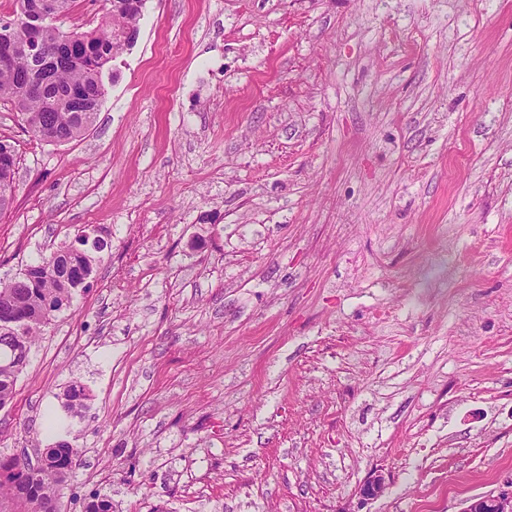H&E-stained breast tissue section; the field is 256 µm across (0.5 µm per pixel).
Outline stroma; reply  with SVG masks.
Listing matches in <instances>:
<instances>
[{"label":"stroma","instance_id":"obj_1","mask_svg":"<svg viewBox=\"0 0 512 512\" xmlns=\"http://www.w3.org/2000/svg\"><path fill=\"white\" fill-rule=\"evenodd\" d=\"M112 70L64 145L0 105V281L108 242L0 455L75 448L59 512H462L512 487V0H146ZM4 144L5 150L0 152L1 157L5 159L13 157L3 165L0 162V215L12 207L16 191L14 183V167L17 161L15 148L7 142ZM390 485V478L382 471H376L359 487L362 499H375L384 496Z\"/></svg>","mask_w":512,"mask_h":512}]
</instances>
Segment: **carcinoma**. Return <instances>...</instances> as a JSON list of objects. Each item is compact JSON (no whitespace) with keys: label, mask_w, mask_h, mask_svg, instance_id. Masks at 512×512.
Wrapping results in <instances>:
<instances>
[{"label":"carcinoma","mask_w":512,"mask_h":512,"mask_svg":"<svg viewBox=\"0 0 512 512\" xmlns=\"http://www.w3.org/2000/svg\"><path fill=\"white\" fill-rule=\"evenodd\" d=\"M42 0H16L7 19L0 18V45L18 46L8 72H0V102L19 112L22 126L40 141L64 144L83 136L94 124L105 95L104 70L136 42L145 0H103L99 27L65 31L53 20L34 30L19 23L37 14ZM35 37L42 52L26 48ZM17 158L0 164V215L14 202ZM68 251L69 270L59 271L40 259L8 282H0V408L11 403L27 364L30 347L55 313L70 305L75 290L87 286L97 250L85 234ZM63 405L77 413L87 399L77 383L63 393ZM75 452L65 443L41 451L37 465L0 457V507L9 512H51L73 465Z\"/></svg>","instance_id":"1"}]
</instances>
